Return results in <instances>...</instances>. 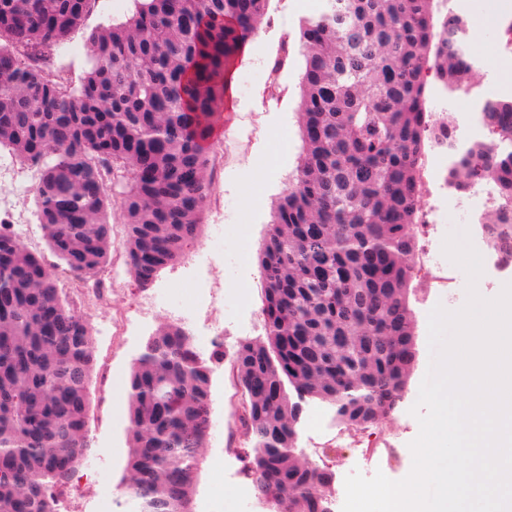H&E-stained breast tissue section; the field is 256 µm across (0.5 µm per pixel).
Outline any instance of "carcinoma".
Masks as SVG:
<instances>
[{"instance_id":"obj_1","label":"carcinoma","mask_w":512,"mask_h":512,"mask_svg":"<svg viewBox=\"0 0 512 512\" xmlns=\"http://www.w3.org/2000/svg\"><path fill=\"white\" fill-rule=\"evenodd\" d=\"M96 0H0V146L34 168L40 224L58 269L10 224L0 237V512H55L79 464L50 459L89 447L93 330L59 288L111 261L109 214L125 224V265L142 289L183 257L210 193L214 122L228 76L268 0H134L126 20L91 33L77 85L42 50L80 29ZM432 0H324L302 19L306 48L296 182L276 206L260 254L267 341L232 364L240 422L259 496L277 512H333L334 473L300 458L299 397L336 408L362 430L406 394L416 356L409 304L421 173L437 135L425 68L457 89L476 67L468 21L434 31ZM487 128L507 148L458 151L448 181H493L506 205L482 227L512 258V100H488ZM65 228L61 246L53 226ZM210 374L176 324L157 331L128 390L127 488L140 512H193L209 438Z\"/></svg>"}]
</instances>
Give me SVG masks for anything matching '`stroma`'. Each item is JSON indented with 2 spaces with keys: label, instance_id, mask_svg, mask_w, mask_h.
<instances>
[{
  "label": "stroma",
  "instance_id": "1",
  "mask_svg": "<svg viewBox=\"0 0 512 512\" xmlns=\"http://www.w3.org/2000/svg\"><path fill=\"white\" fill-rule=\"evenodd\" d=\"M322 4L323 0H269L262 25L234 67L235 95L221 118L224 133L211 142L213 180L202 231L186 245L179 262L158 272L147 291L158 298L154 312L127 315L130 300L145 291L130 275L116 280L108 271L103 279L112 285L110 304H81V312L93 327L96 359L91 382L90 448L72 481L59 494L63 512H137L126 487L128 405L115 398L112 381L129 378L147 340L161 326L173 322L176 309L195 314L194 324L185 328L193 340H200L215 326L224 328L223 344L198 350L210 370L212 426L199 456L194 512H218L227 489L237 493L236 512H274L258 496L253 479L247 475L248 458L238 421L240 390L230 366L242 343L267 338L261 313L259 257L275 206L294 183L302 156L300 102L305 47L300 23L318 13ZM501 4L502 0H436L435 21L452 13L475 24L469 46L481 67L454 92L435 77H426L428 111L444 113L456 124L463 113L479 112L484 101L512 99V86L503 73L504 63L512 60V47L506 45L512 12L503 10ZM133 8V0H97L92 14L70 38L77 53L53 56L67 79L79 82L90 33L124 19ZM254 179L262 180L264 196L247 207L243 197ZM247 254L252 257L248 264L243 261ZM197 279L221 295V302L213 306L192 302V284ZM448 303L447 289L429 287L422 271L414 270L410 308L417 326V361L404 401L360 434L364 445L379 450L371 461L361 460L357 449L337 442V434L346 427L332 405L317 398L302 399L296 425L297 451L315 462L324 456L337 459L333 468L336 499H344V481L352 472L370 477L379 471L392 480L408 474L412 466L409 444L419 428L411 409L429 366L428 316L436 306ZM125 315L130 318L128 326L115 327V320Z\"/></svg>",
  "mask_w": 512,
  "mask_h": 512
}]
</instances>
